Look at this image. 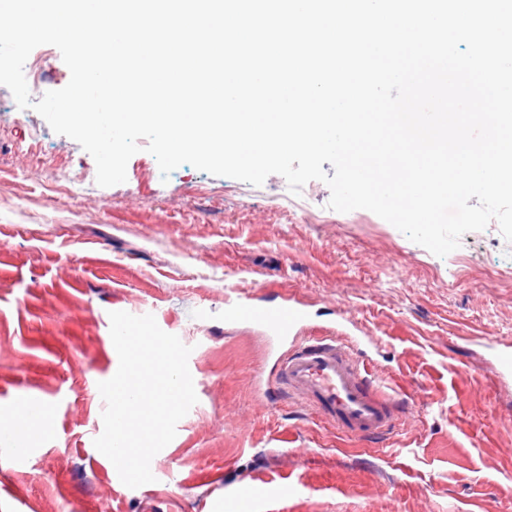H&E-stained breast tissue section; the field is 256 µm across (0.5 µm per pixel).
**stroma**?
Instances as JSON below:
<instances>
[{
  "label": "stroma",
  "mask_w": 512,
  "mask_h": 512,
  "mask_svg": "<svg viewBox=\"0 0 512 512\" xmlns=\"http://www.w3.org/2000/svg\"><path fill=\"white\" fill-rule=\"evenodd\" d=\"M35 159L45 177L23 178ZM95 168L0 86V419L33 393L54 406L24 460L0 453V512H217L268 476L295 487L285 512H512V375L492 348L512 344V243L497 223L441 258L371 211L329 209L319 180L299 212L280 207V175L256 187L184 164L165 177L141 151L125 183L60 190ZM243 292L295 296L310 330L372 336L376 379L408 397L389 439L256 394L268 347L224 318ZM113 311L154 315L192 348L198 401L135 489L94 446L98 384L119 364Z\"/></svg>",
  "instance_id": "obj_1"
}]
</instances>
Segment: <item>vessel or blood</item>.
<instances>
[{
    "label": "vessel or blood",
    "instance_id": "obj_1",
    "mask_svg": "<svg viewBox=\"0 0 512 512\" xmlns=\"http://www.w3.org/2000/svg\"><path fill=\"white\" fill-rule=\"evenodd\" d=\"M225 316L263 331L281 351L255 376L257 392L269 403L288 395L309 404L337 430L363 440L390 434L403 407L400 396L382 391L370 370V357L343 332L303 335L308 311L287 299L273 306L253 297L229 303ZM293 487L274 479L252 480L241 492L222 499L221 512H255L261 503L291 496Z\"/></svg>",
    "mask_w": 512,
    "mask_h": 512
}]
</instances>
